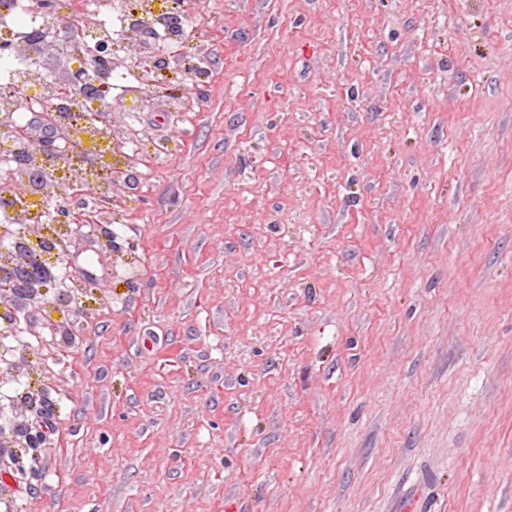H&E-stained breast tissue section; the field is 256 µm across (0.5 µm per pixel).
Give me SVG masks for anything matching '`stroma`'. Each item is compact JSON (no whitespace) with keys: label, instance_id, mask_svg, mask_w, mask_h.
Listing matches in <instances>:
<instances>
[{"label":"stroma","instance_id":"stroma-1","mask_svg":"<svg viewBox=\"0 0 512 512\" xmlns=\"http://www.w3.org/2000/svg\"><path fill=\"white\" fill-rule=\"evenodd\" d=\"M80 234L14 512H512V0H205ZM30 423L43 418L28 411Z\"/></svg>","mask_w":512,"mask_h":512}]
</instances>
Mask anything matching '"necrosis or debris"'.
Masks as SVG:
<instances>
[{"mask_svg": "<svg viewBox=\"0 0 512 512\" xmlns=\"http://www.w3.org/2000/svg\"><path fill=\"white\" fill-rule=\"evenodd\" d=\"M155 0H86L82 10L73 11L72 0H56L58 10H72V21L82 27L78 45L59 44L62 56L71 65L83 66L88 49L95 42L111 46L117 66L109 81L113 104H138L150 72L137 64V48L143 25L156 16L176 18L177 24L159 30L158 39L166 48L156 60L170 61L171 47L193 36L183 6L155 7ZM0 32L7 33L11 44L9 62L0 68V177L14 185L7 206L0 209V223L12 227L5 246L0 247V270L27 263L31 267L59 265L69 250L79 225L93 227L106 223L112 206L110 166L104 154L127 158L140 139L129 123L100 122L103 102L95 90L77 86L62 94L61 81L40 69L36 59L42 47L53 41L54 32L34 15L28 0H0ZM50 112L56 127L69 133L68 154L61 167L55 168L40 185H32L31 174L40 169L38 159L18 160L11 132L17 126L21 109ZM96 180L98 193L90 205L77 214L73 225L49 223V200L76 194L88 180ZM40 224L44 231L31 236L25 225Z\"/></svg>", "mask_w": 512, "mask_h": 512, "instance_id": "1", "label": "necrosis or debris"}]
</instances>
